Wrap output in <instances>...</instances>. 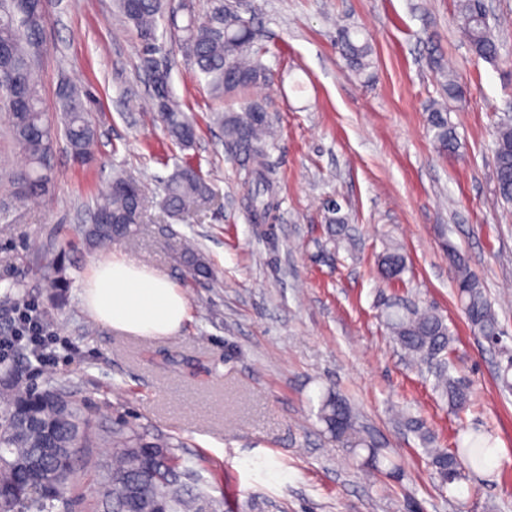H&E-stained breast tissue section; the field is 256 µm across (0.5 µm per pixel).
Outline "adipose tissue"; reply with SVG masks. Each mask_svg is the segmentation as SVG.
I'll return each instance as SVG.
<instances>
[{"instance_id": "adipose-tissue-1", "label": "adipose tissue", "mask_w": 512, "mask_h": 512, "mask_svg": "<svg viewBox=\"0 0 512 512\" xmlns=\"http://www.w3.org/2000/svg\"><path fill=\"white\" fill-rule=\"evenodd\" d=\"M80 297L97 322L134 336L174 335L188 314L185 294L167 276L117 256L96 261Z\"/></svg>"}]
</instances>
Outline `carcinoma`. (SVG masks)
Segmentation results:
<instances>
[{"mask_svg":"<svg viewBox=\"0 0 512 512\" xmlns=\"http://www.w3.org/2000/svg\"><path fill=\"white\" fill-rule=\"evenodd\" d=\"M136 2L132 10L129 0H117V9L142 37L153 41L163 17L164 0ZM184 9L187 21L177 31L196 77L224 94L244 91L267 78L253 21L244 17L235 3L214 0L204 21L195 16L189 4H184ZM44 19L41 0H29L24 18L16 15L13 0H0V45L10 49L9 55L0 56V102L9 114L13 142L26 159L14 176L15 184L21 196L34 200L49 192L53 180L48 156L53 126L43 109L37 60L32 55ZM459 20L471 50L486 60H498L500 47L491 35L483 0H460ZM340 47L352 74L371 77L373 50L368 40L348 28L341 32ZM150 86L153 109L172 141L183 149L192 147L197 122L176 100L170 72L153 70ZM58 110L72 156L79 162L87 161L97 140L87 96L66 84L59 92ZM217 120L224 127L225 138L247 161L252 185L249 208L254 219L262 220L279 206L263 161L271 139L268 111L261 103L244 99L239 109L221 112ZM428 125L439 150L457 149V134L448 121L447 106H432ZM493 154L496 194L512 201V124L498 128ZM209 195L204 177L185 160L167 181L165 206L180 215L198 208ZM144 199L141 182L116 176L97 201L91 223L79 227V235L91 247L133 236L141 221ZM327 211L333 214L327 230L334 240L343 235L346 216L337 202ZM448 258L456 295L469 324L491 344L501 343V328L482 281L458 252L448 250ZM181 263L192 278L211 275L193 248L185 250ZM406 268L407 258L397 248L387 249L378 259V273L385 281L401 279ZM381 317L396 344L412 359L441 361L451 350V331L435 311L394 296L382 299ZM435 378V388L451 409L462 411L469 406L471 393L446 369L435 373ZM316 417L332 440L362 457L367 467L377 472L401 471V464L359 435L351 405L333 390L320 394ZM100 443L112 449V454L91 458L88 449ZM492 445L486 433L475 430L466 438H456L455 448H429L427 454L444 487L485 468ZM181 447L183 443L177 438L153 433L125 418L110 426L102 424L98 408L79 390L49 378L40 387L6 396L0 406V512H69L76 503L73 491L78 473L88 464L98 475L91 512H224V500L188 485L194 469L190 460L177 453Z\"/></svg>","mask_w":512,"mask_h":512,"instance_id":"cac0c4a2","label":"carcinoma"}]
</instances>
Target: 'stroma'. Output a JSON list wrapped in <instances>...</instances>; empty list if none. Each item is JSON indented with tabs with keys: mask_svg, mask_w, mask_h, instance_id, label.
I'll return each instance as SVG.
<instances>
[{
	"mask_svg": "<svg viewBox=\"0 0 512 512\" xmlns=\"http://www.w3.org/2000/svg\"><path fill=\"white\" fill-rule=\"evenodd\" d=\"M484 4L500 45L494 62L471 51L457 0H250L269 75L247 95L272 117L266 162L280 199L264 225L252 220L245 171L212 120L226 97L194 77L173 28L160 23L150 50L114 0H48L44 107L56 113L62 83L75 82L94 99L98 140L79 165L57 136L50 194L26 200L11 182L24 158L0 109V334L13 307L32 302L57 338L43 369L15 354L24 383L55 378L80 388L104 422L122 416L180 437L198 484L223 497L226 512H409L413 503L420 512H512V394L496 380L512 359V204L496 197L492 177L496 132L512 117V0ZM346 27L372 45V80L347 69L336 46ZM435 57L451 73L433 68ZM155 66L170 70L176 98L198 118L189 150L151 106ZM446 101L454 154L438 152L428 129L430 105ZM188 155L212 194L176 216L163 186ZM118 173L147 188L142 222L131 239L89 248L76 230ZM331 198L348 217L337 244L325 231ZM189 242L210 278L186 277L178 256ZM390 247L408 264L395 284L376 270ZM451 247L484 284L504 332L499 347L478 336L455 297ZM105 253L134 258L184 292L188 317L177 334L130 336L90 316L79 293ZM50 260L63 293L40 272ZM393 294L445 318L451 373L472 393L467 411H452L382 326L379 301ZM329 386L402 476L363 467L329 439L315 416ZM408 416L423 420L432 447L453 448L459 429L478 427L498 454L439 489Z\"/></svg>",
	"mask_w": 512,
	"mask_h": 512,
	"instance_id": "stroma-1",
	"label": "stroma"
}]
</instances>
